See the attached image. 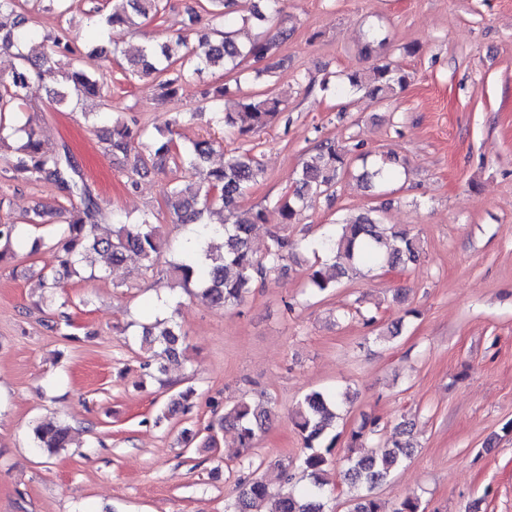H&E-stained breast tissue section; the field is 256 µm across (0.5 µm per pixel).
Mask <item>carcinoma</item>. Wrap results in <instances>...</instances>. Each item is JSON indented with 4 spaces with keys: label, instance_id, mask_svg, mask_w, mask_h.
I'll list each match as a JSON object with an SVG mask.
<instances>
[{
    "label": "carcinoma",
    "instance_id": "1",
    "mask_svg": "<svg viewBox=\"0 0 512 512\" xmlns=\"http://www.w3.org/2000/svg\"><path fill=\"white\" fill-rule=\"evenodd\" d=\"M210 32L203 33L194 48L181 51L182 38L158 47L146 46L139 56L129 60V71L137 77L159 79L162 96H176L183 85L205 71L221 70L236 75L235 99L224 106L229 86L217 87L212 96L215 122L233 135L245 137L271 125L277 115L288 111L278 96L268 92H241V63L247 59L256 64L267 62L281 51L292 38L293 28L281 23L271 35H259L245 41L237 37V27L252 20L265 22L280 14V0H265L266 11L254 9L248 15H236L230 10L232 0H208ZM160 0H121L112 13H100L96 0H89L88 19L105 26H134L135 19L154 18L159 14ZM30 37L25 21L11 30L0 28V48L16 49V64L12 71L0 75V171L7 181L34 183L42 179L55 186L57 206L54 211L35 209L20 221L0 222V259L14 242L23 237L21 229L32 233L55 214L60 227L51 236L57 239L61 255L59 265L43 275L38 282L42 304L56 309L54 317L44 323L52 334H61L70 327L66 313L69 300L62 288L72 279L85 273L107 275L109 264L121 262L126 253L139 256L147 269L154 266L162 249L155 223L156 216L147 211L130 218L116 210H106L91 190L79 163L66 148L49 150L32 126L31 118L21 107L33 104L37 93L46 90L58 103L67 100L73 109L88 101L103 98V84L97 76L96 61L107 50L98 47L85 59L70 61L61 66V57L69 51L70 34L63 29L45 36L47 46L36 59L22 51ZM348 87L337 92L365 91L379 101H388L397 90L408 83V75L387 63L374 64L366 77L347 75ZM185 119L182 112L171 119L167 131L145 137L134 131L120 116H105L109 123L103 137L107 154L133 159L131 173L144 175L167 164L184 171L182 178L168 184L164 192L165 206L176 224L196 226L193 244L183 247L179 259L171 263L175 277L185 288H194L202 301L216 305H239L253 292L257 284L288 260V239L276 232L269 234L265 252L256 256L250 245V233L259 224L268 223L267 208L244 207L243 201L251 188L260 182L265 169L258 158L249 152L235 154L220 168L205 166L219 142L203 139L180 150L175 137ZM316 153L303 163L296 178L292 195L272 202L280 223L294 224L305 199L320 196L336 187L339 180L351 173L354 158L351 152L332 140L315 146ZM398 174L395 154L387 153L375 160L373 170L361 174V179L385 182ZM111 221L112 233L102 236L98 226ZM315 261L309 267L307 285L312 294L333 292L341 279L357 274L363 267H406L420 259L421 247L416 237L404 231H391L381 222L362 215L355 221L337 225L330 233L311 244ZM166 317L157 318L142 327L140 346L153 356L177 362L183 354L184 336L175 320V310L165 305ZM194 390L187 388L167 404L163 417L186 415L194 407ZM349 399L340 392L312 391L298 404L293 425L309 453L303 458L304 470L312 479L311 486L295 494L273 488L261 478L249 477L238 482L231 512H258V505L271 501V512H325L324 493L333 486L330 479L336 436H328L338 418V409ZM271 420V410L261 403L242 399L224 410L206 427V444L217 446L218 433L231 428L236 447H254L257 431ZM379 428V420L364 421L351 433L348 454L343 457L339 477L350 487L364 486L366 494L354 496L350 512H383L381 502L370 490L385 482L410 458V440L395 439L391 445L370 455H361L356 448ZM33 444L38 451L52 455L72 443L71 428L60 421L37 423L32 429Z\"/></svg>",
    "mask_w": 512,
    "mask_h": 512
}]
</instances>
